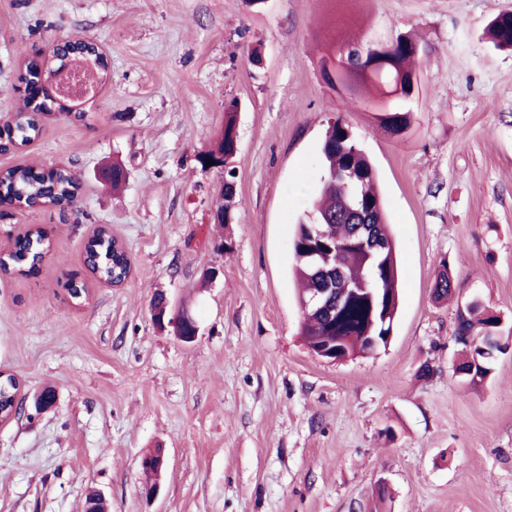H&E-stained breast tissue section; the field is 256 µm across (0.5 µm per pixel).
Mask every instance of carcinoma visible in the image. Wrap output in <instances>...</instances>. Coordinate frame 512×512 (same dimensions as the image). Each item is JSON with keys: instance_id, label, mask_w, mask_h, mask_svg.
I'll return each mask as SVG.
<instances>
[{"instance_id": "1", "label": "carcinoma", "mask_w": 512, "mask_h": 512, "mask_svg": "<svg viewBox=\"0 0 512 512\" xmlns=\"http://www.w3.org/2000/svg\"><path fill=\"white\" fill-rule=\"evenodd\" d=\"M486 35L499 50L512 51V12H504L488 25ZM417 44L408 37H398L390 46L388 63L377 65L370 45L343 36L322 59V68L336 64V79L351 87H382V94L392 96L401 106L378 116L380 124L394 133L405 131L410 111L404 104L412 99L416 71ZM50 107L33 97L23 100L20 120L8 129L0 142V151L16 150L35 140L48 120ZM229 159L238 151L236 102L224 105V126L215 150ZM321 154L324 161L322 188L313 202V220L298 224L293 243V277L301 293L312 296L321 288L332 287L341 297L339 309L330 312L309 307L303 313L300 336L318 353L337 349L336 359L361 357L372 351L370 336L390 335L398 308L396 246L387 224L377 176L371 161L359 148L348 125L341 121L325 132ZM221 190L224 223L234 219L237 194L234 168L224 170ZM80 189L71 168L57 166L42 172L31 167H16L0 173V190L10 200L31 208L61 207ZM51 244L41 228L33 227L15 238L13 247L0 255V272H23V264L33 268L50 252ZM84 264L93 277L110 282L129 272L126 252L113 246L112 237L103 229L91 238L85 249ZM456 287L446 260L435 278L433 294L444 299ZM381 289L383 314H378L370 289ZM72 301L80 305L88 299V285L71 280L68 288ZM499 318L480 302L473 301L458 316L455 335L463 346L457 370L470 384L484 381L491 372L497 354L506 349L501 343ZM20 384L12 374L0 375V413L10 416L19 406Z\"/></svg>"}]
</instances>
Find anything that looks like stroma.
Masks as SVG:
<instances>
[{
    "label": "stroma",
    "instance_id": "35a3bbf8",
    "mask_svg": "<svg viewBox=\"0 0 512 512\" xmlns=\"http://www.w3.org/2000/svg\"><path fill=\"white\" fill-rule=\"evenodd\" d=\"M506 11L512 0H0V114L53 39L93 40L109 64L88 121L56 113L0 154V170L65 165L82 185L75 210L0 221V249L32 225L51 242L38 268L0 278V371L25 400L56 393L49 411L0 423V512H84L96 492L112 512H512V348L484 383L452 368L471 299L512 333V52L483 39ZM350 30L415 39L404 133L380 125L385 99L360 104L325 79L322 56ZM231 100L236 209L220 224L224 173L199 156ZM339 119L376 169L399 308L387 347L330 362L299 335L292 266ZM100 224L133 273L78 306L67 284ZM443 260L457 286L439 301ZM159 294L195 318L193 342L155 325ZM156 449L167 467L151 499L140 462Z\"/></svg>",
    "mask_w": 512,
    "mask_h": 512
}]
</instances>
